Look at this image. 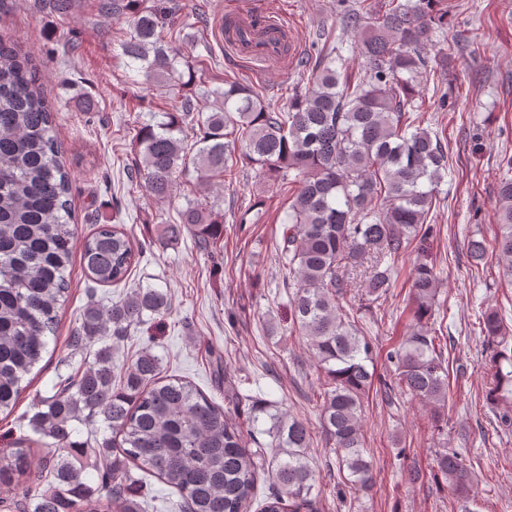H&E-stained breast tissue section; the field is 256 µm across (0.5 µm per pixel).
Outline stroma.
Instances as JSON below:
<instances>
[{"label": "stroma", "mask_w": 512, "mask_h": 512, "mask_svg": "<svg viewBox=\"0 0 512 512\" xmlns=\"http://www.w3.org/2000/svg\"><path fill=\"white\" fill-rule=\"evenodd\" d=\"M99 0H76L63 17L47 0H0V38L18 42L40 66L45 93L55 105L58 140L71 176L77 241L99 224H118L143 253L131 276L118 285L88 281L81 262L71 269V288L52 357L43 359L11 415L0 420V448L31 435L28 418L35 396L51 393L60 361L74 366L91 355L71 353L68 338L85 308L107 304L136 288L166 293L167 315L132 329L112 351L114 370H124L143 347L161 355L167 374L191 380L223 403L237 393L271 402L314 428L308 450L321 489L318 512H461L448 505V486L428 475L441 445L459 449L474 472L477 504L470 512H512V426L499 421L483 398V371L489 354L480 334L482 311L512 314V288L502 284L495 259L474 273L467 257L471 235L492 237L502 153L512 154V0H448V66L422 78L427 124L444 133L448 175L439 186L429 220L435 230L428 245L441 269L438 299L443 327L438 344L449 363L451 396L448 428L437 433L420 400L402 396L388 405L370 395L362 417L376 484L370 494L337 492L336 455L318 433L322 380L305 339L287 333L289 290L278 263L288 199L280 186L248 169L230 185L204 184L195 169L157 199L133 182L127 171L140 127L193 97L214 106V92L225 81L243 79L265 98L285 105L300 81L298 61L280 58L257 65L228 49L220 18L229 6L245 14L267 8L288 23L300 58L314 55L320 36L351 43L338 0H161L180 32L177 48L195 64L192 81L164 89L146 84L128 67L119 39L124 18L101 12ZM266 199L258 222H244L253 200ZM191 200L224 212V238L213 252L197 250L189 235L167 241L161 225L175 224ZM383 305L398 318L395 333L365 315L361 325L379 353L377 373L397 376L386 353L409 323V258ZM419 466L424 477L411 487L400 475L404 465Z\"/></svg>", "instance_id": "obj_1"}]
</instances>
